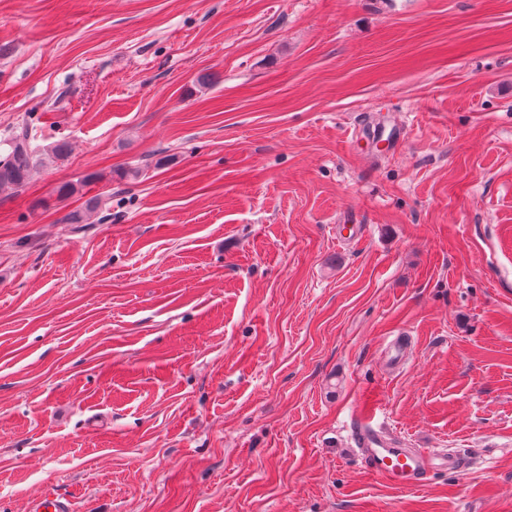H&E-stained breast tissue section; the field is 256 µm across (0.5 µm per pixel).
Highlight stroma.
Here are the masks:
<instances>
[{"label":"stroma","mask_w":512,"mask_h":512,"mask_svg":"<svg viewBox=\"0 0 512 512\" xmlns=\"http://www.w3.org/2000/svg\"><path fill=\"white\" fill-rule=\"evenodd\" d=\"M24 122L0 512H512V0H0ZM364 415L353 431L365 469L391 485L417 487L427 475L439 468L456 470L460 460L451 455H431L412 448H402L399 440L375 428Z\"/></svg>","instance_id":"obj_1"}]
</instances>
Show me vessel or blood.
<instances>
[{
  "mask_svg": "<svg viewBox=\"0 0 512 512\" xmlns=\"http://www.w3.org/2000/svg\"><path fill=\"white\" fill-rule=\"evenodd\" d=\"M354 435L365 469L392 485L417 487L434 470H455L460 466L459 459L451 455H431L402 447L399 440L386 436L366 416L356 424Z\"/></svg>",
  "mask_w": 512,
  "mask_h": 512,
  "instance_id": "vessel-or-blood-1",
  "label": "vessel or blood"
}]
</instances>
